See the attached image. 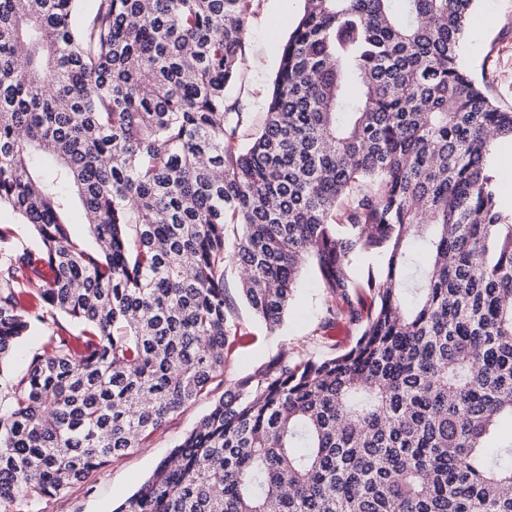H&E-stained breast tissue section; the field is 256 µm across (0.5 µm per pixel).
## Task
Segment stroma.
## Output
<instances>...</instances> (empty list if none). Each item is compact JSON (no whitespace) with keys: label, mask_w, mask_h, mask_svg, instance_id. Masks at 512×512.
Segmentation results:
<instances>
[{"label":"stroma","mask_w":512,"mask_h":512,"mask_svg":"<svg viewBox=\"0 0 512 512\" xmlns=\"http://www.w3.org/2000/svg\"><path fill=\"white\" fill-rule=\"evenodd\" d=\"M302 8L303 0H256L246 21L240 76L231 97L246 114L247 131H254L263 120L283 47ZM476 17L463 37L461 56L488 97L497 106L512 110V0H480ZM236 314L246 337L228 356L223 375L227 381L284 351L322 356L336 346L348 348L355 334L354 327L343 322L321 332L323 296L309 269L303 271L284 322L276 331L254 320L244 305H237ZM221 393L220 387H213L210 396L184 408L164 429L93 473L87 482L61 495L22 505L16 512H112L150 476Z\"/></svg>","instance_id":"stroma-1"}]
</instances>
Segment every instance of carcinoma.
<instances>
[{
  "mask_svg": "<svg viewBox=\"0 0 512 512\" xmlns=\"http://www.w3.org/2000/svg\"><path fill=\"white\" fill-rule=\"evenodd\" d=\"M254 2L0 0V377L43 336L3 381L0 507L209 394L226 267L273 330L307 265L354 345L230 380L113 512H512V111L460 59L477 0H304L245 144ZM41 343V336L38 333H32L24 337L15 348L9 361L8 372L10 376L21 377L27 369L28 356Z\"/></svg>",
  "mask_w": 512,
  "mask_h": 512,
  "instance_id": "carcinoma-1",
  "label": "carcinoma"
}]
</instances>
